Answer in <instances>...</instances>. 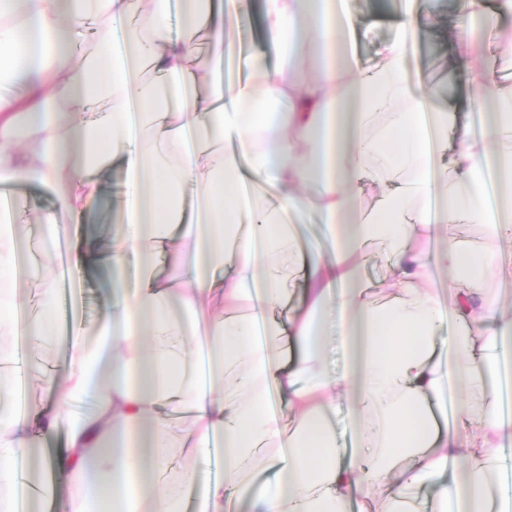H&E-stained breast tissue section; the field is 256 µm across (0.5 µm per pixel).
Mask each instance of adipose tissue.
I'll list each match as a JSON object with an SVG mask.
<instances>
[{"label": "adipose tissue", "instance_id": "ef3b65f1", "mask_svg": "<svg viewBox=\"0 0 512 512\" xmlns=\"http://www.w3.org/2000/svg\"><path fill=\"white\" fill-rule=\"evenodd\" d=\"M435 0H406L399 35L372 68L347 45L350 20L336 0H263L267 52L253 62L258 82L216 76L231 51L232 19L198 0H0V187L39 183L81 216L101 195L96 165L120 157L123 221L107 245L113 271L141 259V285L110 291L96 341L69 340L68 375L55 410L29 415L0 405V512H17L18 459L54 468L72 488L61 512H175L182 485L205 477L206 451L224 442V480L208 486L197 512H387L423 487L461 512H486L504 450L495 381L499 347L512 340L496 295L477 280L495 262L502 225L512 223V151L502 135L512 113L491 101L496 79L480 56L466 64L484 112L481 136L458 122L441 81L413 82L415 35ZM186 40L168 32L172 13ZM96 39L74 46L88 25ZM205 83L204 94L187 86ZM110 107L96 122L77 116L93 100ZM390 116L398 145L388 153L371 134ZM31 153L19 158V140ZM384 185L378 215L361 214L354 184ZM197 182L214 229L202 235L182 217ZM316 215L324 243L301 257L299 224ZM478 224L489 238L476 256L423 244L437 224ZM384 241L395 270L376 304L358 282L365 247ZM168 266L167 278L157 273ZM472 281L454 316L453 373L480 402L478 424L432 429L446 376L438 349L443 312L430 282L435 268ZM17 226L0 219V379L16 371V343L51 335L54 289L37 305L19 288ZM305 285L300 308L286 307L290 276ZM282 308L280 318L270 317ZM349 355L327 372L330 341ZM97 388L93 416L73 422L64 448L42 454L28 434L37 422L54 435L61 412ZM278 397L282 413L269 409ZM345 403L358 424L360 452L343 458L332 422ZM468 462L452 483L441 477L458 449ZM190 461L181 484L160 489L170 460ZM279 467L273 488L256 491L242 473Z\"/></svg>", "mask_w": 512, "mask_h": 512}]
</instances>
